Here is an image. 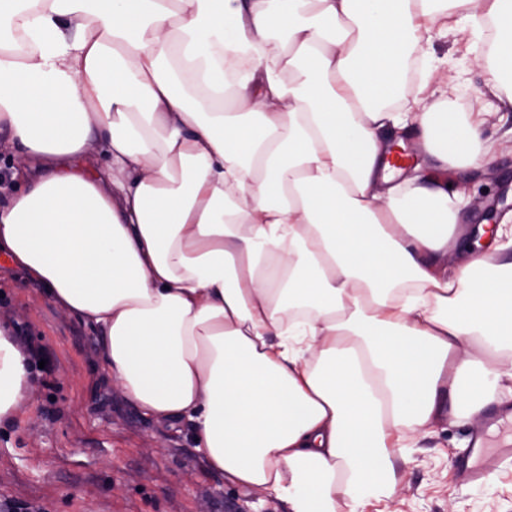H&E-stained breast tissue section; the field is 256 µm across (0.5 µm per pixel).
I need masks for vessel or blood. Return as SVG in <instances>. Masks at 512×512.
Returning <instances> with one entry per match:
<instances>
[{
    "label": "vessel or blood",
    "instance_id": "1",
    "mask_svg": "<svg viewBox=\"0 0 512 512\" xmlns=\"http://www.w3.org/2000/svg\"><path fill=\"white\" fill-rule=\"evenodd\" d=\"M511 421L512 410L502 409L489 418L485 433L472 436L466 457L458 463L467 481L480 483L512 466V441L494 445L488 437L490 431L501 429Z\"/></svg>",
    "mask_w": 512,
    "mask_h": 512
}]
</instances>
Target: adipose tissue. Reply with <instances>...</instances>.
<instances>
[{"instance_id":"adipose-tissue-1","label":"adipose tissue","mask_w":512,"mask_h":512,"mask_svg":"<svg viewBox=\"0 0 512 512\" xmlns=\"http://www.w3.org/2000/svg\"><path fill=\"white\" fill-rule=\"evenodd\" d=\"M461 13L512 41V0H0V249L130 401L288 512H363L512 377V210L463 229L441 177L491 162L484 119L422 109L425 66L404 93ZM29 389L0 332V418Z\"/></svg>"}]
</instances>
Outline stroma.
I'll list each match as a JSON object with an SVG mask.
<instances>
[{
    "label": "stroma",
    "mask_w": 512,
    "mask_h": 512,
    "mask_svg": "<svg viewBox=\"0 0 512 512\" xmlns=\"http://www.w3.org/2000/svg\"><path fill=\"white\" fill-rule=\"evenodd\" d=\"M488 47V36L463 19L422 45L436 98L485 113L484 134L497 146L492 163L447 173L449 184L469 194L464 227L480 223L490 207L512 209V106L488 90ZM0 328L19 348L42 346L51 362L43 370L29 360L30 393L0 423V502H27L40 512H288L270 492L211 471L189 430L144 415L109 379L99 334L62 314L39 283L1 258ZM483 423L480 415L443 417L436 435L397 459L391 497L364 512H512V468L472 484L455 466Z\"/></svg>",
    "instance_id": "stroma-1"
}]
</instances>
